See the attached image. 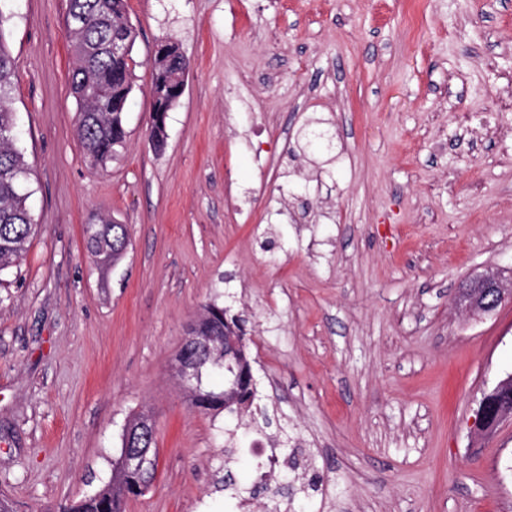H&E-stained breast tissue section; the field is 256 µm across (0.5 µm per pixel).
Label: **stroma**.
Masks as SVG:
<instances>
[{"label":"stroma","mask_w":512,"mask_h":512,"mask_svg":"<svg viewBox=\"0 0 512 512\" xmlns=\"http://www.w3.org/2000/svg\"><path fill=\"white\" fill-rule=\"evenodd\" d=\"M10 104L34 228L0 275V501L58 512L107 480L135 412L155 478L125 512H263L262 447L309 491L280 512H512V0H128L126 143L76 131L67 0H12ZM191 61L150 140L155 44ZM331 127L336 150L306 146ZM130 246L112 269L84 228ZM245 320L241 414L193 407L173 365L204 307ZM84 239L87 252L102 265H117L127 252L129 234L125 224L102 217L86 225ZM456 301L471 312L489 313L502 303L511 302L512 290L503 288L496 275L487 274L459 288ZM512 417V404L499 407H489L485 399L480 403L477 411L478 427L482 431H492L502 421Z\"/></svg>","instance_id":"1"}]
</instances>
